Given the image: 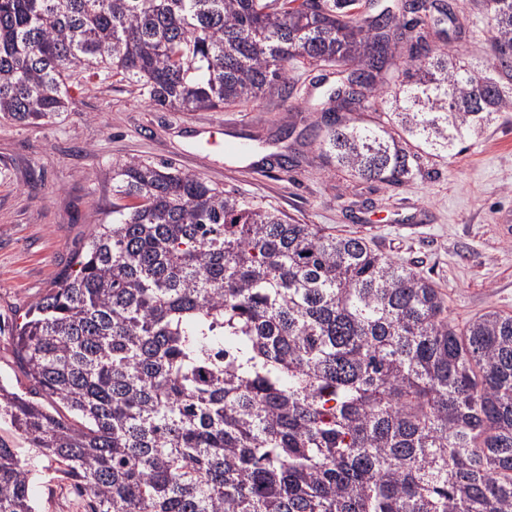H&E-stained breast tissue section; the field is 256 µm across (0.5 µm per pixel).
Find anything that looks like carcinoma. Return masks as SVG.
<instances>
[{"mask_svg":"<svg viewBox=\"0 0 512 512\" xmlns=\"http://www.w3.org/2000/svg\"><path fill=\"white\" fill-rule=\"evenodd\" d=\"M359 0H0V119L71 110L117 77L173 112L286 90L334 64L307 128L350 177L403 183L409 135L447 154L512 109V0H486L492 61L393 64L389 9ZM387 120L361 126L335 99ZM112 220L15 326L27 383L0 425L82 486L88 512H512V313L463 328L437 285L365 237L252 203L201 173L112 167ZM42 471L0 438V512Z\"/></svg>","mask_w":512,"mask_h":512,"instance_id":"carcinoma-1","label":"carcinoma"}]
</instances>
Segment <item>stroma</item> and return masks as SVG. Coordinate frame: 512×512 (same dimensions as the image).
Returning a JSON list of instances; mask_svg holds the SVG:
<instances>
[{
	"label": "stroma",
	"instance_id": "35a3bbf8",
	"mask_svg": "<svg viewBox=\"0 0 512 512\" xmlns=\"http://www.w3.org/2000/svg\"><path fill=\"white\" fill-rule=\"evenodd\" d=\"M455 23L422 27L433 47L484 62L491 41L483 0H457ZM328 65L297 64L287 95L220 110L169 112L108 79L73 85L72 111L34 126L0 119V378L22 373L12 330L29 305L77 261L93 220L112 217V165L131 158L203 173L213 184L277 209L302 224L367 238L380 253L433 280L448 316L464 323L488 310L512 312V238L498 230L512 216V111L456 155L420 154L411 181H363L325 166L315 144L299 164L279 169V127L303 129L322 101ZM231 141L249 135L247 156L208 154L199 135ZM37 512H87L73 485L45 476L34 488Z\"/></svg>",
	"mask_w": 512,
	"mask_h": 512
}]
</instances>
